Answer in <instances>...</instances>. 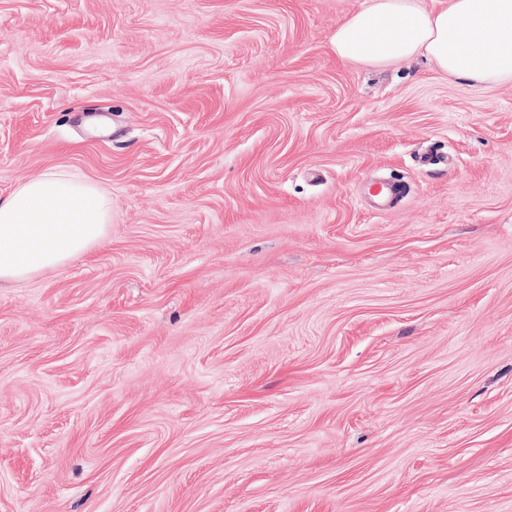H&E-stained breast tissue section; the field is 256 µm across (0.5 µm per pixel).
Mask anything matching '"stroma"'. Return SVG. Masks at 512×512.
<instances>
[{"instance_id": "35a3bbf8", "label": "stroma", "mask_w": 512, "mask_h": 512, "mask_svg": "<svg viewBox=\"0 0 512 512\" xmlns=\"http://www.w3.org/2000/svg\"><path fill=\"white\" fill-rule=\"evenodd\" d=\"M364 3L0 0V200L112 199L0 286V512H512V82Z\"/></svg>"}]
</instances>
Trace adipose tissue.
Wrapping results in <instances>:
<instances>
[{
  "label": "adipose tissue",
  "mask_w": 512,
  "mask_h": 512,
  "mask_svg": "<svg viewBox=\"0 0 512 512\" xmlns=\"http://www.w3.org/2000/svg\"><path fill=\"white\" fill-rule=\"evenodd\" d=\"M331 44L354 65L383 67L424 56L477 87L512 81V0H367L337 24ZM112 199L53 170L0 200V284L68 265L103 241Z\"/></svg>",
  "instance_id": "obj_1"
}]
</instances>
